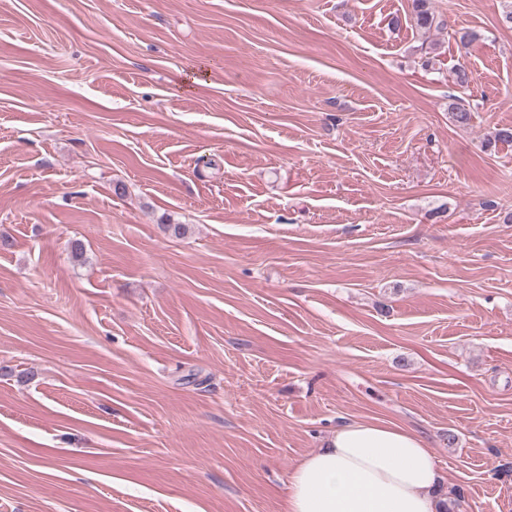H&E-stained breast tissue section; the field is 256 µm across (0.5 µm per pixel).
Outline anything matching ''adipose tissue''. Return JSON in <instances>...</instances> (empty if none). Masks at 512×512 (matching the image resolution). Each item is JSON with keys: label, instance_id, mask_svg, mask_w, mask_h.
Masks as SVG:
<instances>
[{"label": "adipose tissue", "instance_id": "ef3b65f1", "mask_svg": "<svg viewBox=\"0 0 512 512\" xmlns=\"http://www.w3.org/2000/svg\"><path fill=\"white\" fill-rule=\"evenodd\" d=\"M440 483L435 454L414 432L353 422L292 469L286 512H442Z\"/></svg>", "mask_w": 512, "mask_h": 512}]
</instances>
